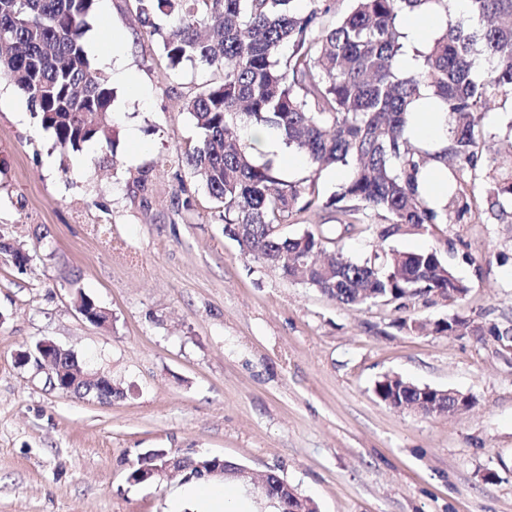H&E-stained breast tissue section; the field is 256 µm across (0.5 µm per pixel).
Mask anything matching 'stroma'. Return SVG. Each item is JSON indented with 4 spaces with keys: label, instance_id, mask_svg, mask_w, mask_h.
<instances>
[{
    "label": "stroma",
    "instance_id": "1",
    "mask_svg": "<svg viewBox=\"0 0 512 512\" xmlns=\"http://www.w3.org/2000/svg\"><path fill=\"white\" fill-rule=\"evenodd\" d=\"M88 23L144 89L136 99L113 82L112 143L61 150L0 75V512H170L181 476L130 480L156 448L276 471L319 512H512V349L488 331L512 328V206L490 208L485 193L512 168V95L489 98L476 169L448 167V206H471L462 221L384 240L371 213L340 236L331 207L281 226L339 237L356 261L437 249L470 287L404 311L348 307L244 255L182 164L198 137L183 103L221 71L170 68L133 0H96ZM80 292L107 326L83 319ZM454 316L475 329L434 333ZM44 340L120 395L51 389L16 360ZM386 375L473 405L451 418L392 409L374 394Z\"/></svg>",
    "mask_w": 512,
    "mask_h": 512
}]
</instances>
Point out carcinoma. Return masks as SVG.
Instances as JSON below:
<instances>
[{"instance_id":"cac0c4a2","label":"carcinoma","mask_w":512,"mask_h":512,"mask_svg":"<svg viewBox=\"0 0 512 512\" xmlns=\"http://www.w3.org/2000/svg\"><path fill=\"white\" fill-rule=\"evenodd\" d=\"M96 0H0V73L26 97L41 126L62 149L110 140L102 121L113 102L111 84L92 66L83 45ZM140 23L162 34L168 65L200 64L222 80L190 97L185 108L199 133L182 161L222 210L225 230L244 254L347 306L393 305L440 292L463 299L441 251L374 252L353 262L327 253L328 238L310 231L284 236L294 213L346 203L355 220L374 212L414 234L448 224V208L431 206L419 176L436 161L455 158L475 167L482 120L491 93L512 91V0H466L481 26L448 22L402 76V13L448 0H352L333 26L322 17L332 0H135ZM169 19L162 29L154 22ZM291 46L286 60L281 49ZM492 65L488 79L472 78L474 51ZM428 88L446 105L448 147L431 153L407 136L411 105ZM255 119L281 135L319 171L349 168L340 192L322 200L259 164L241 143L238 125ZM512 201V173L493 178L490 205ZM374 392L411 403L417 391L398 376H384Z\"/></svg>"}]
</instances>
